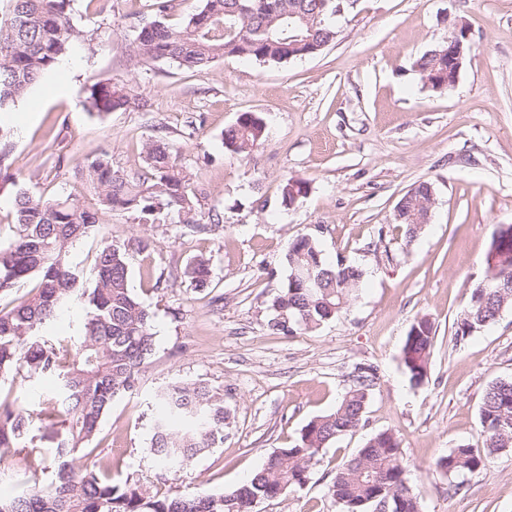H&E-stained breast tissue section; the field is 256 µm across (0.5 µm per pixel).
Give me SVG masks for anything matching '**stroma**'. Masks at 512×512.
<instances>
[{
	"label": "stroma",
	"mask_w": 512,
	"mask_h": 512,
	"mask_svg": "<svg viewBox=\"0 0 512 512\" xmlns=\"http://www.w3.org/2000/svg\"><path fill=\"white\" fill-rule=\"evenodd\" d=\"M71 17L79 39L13 115L17 188L96 206L74 166L105 152L134 172L146 144L162 139L191 173L202 211L222 217L203 233L110 212L99 234L72 249L87 275L103 241L126 246L130 286L156 334L154 356L103 418L90 460L106 463L117 485L170 496L231 490L333 412L357 368L370 366L377 379L363 424L321 450L305 485L253 512H341L327 484L385 431L401 443L423 512H512V450L468 474L455 494L435 466L452 448L479 445L485 392L512 377V305L463 343L453 328L486 275L495 233L512 224V0H355L316 55L282 63L226 56L202 70L135 63L136 31L156 19L151 0H72ZM458 22L469 29L471 56L453 86L423 85L415 60L445 44ZM104 79L124 85L126 109L88 106L84 87ZM243 112L266 125L248 156L222 144ZM291 177L308 183L293 203L282 195ZM422 180L432 182L435 205L409 239L394 207ZM305 234L326 257L361 266L364 282L339 318L269 334L288 244ZM200 256L211 265L202 290L184 275ZM423 316L436 340L427 378L414 386L401 350ZM173 381L207 383L229 414L223 445L177 471L148 452L154 397Z\"/></svg>",
	"instance_id": "stroma-1"
}]
</instances>
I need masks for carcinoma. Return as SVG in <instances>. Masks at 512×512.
<instances>
[{
	"label": "carcinoma",
	"mask_w": 512,
	"mask_h": 512,
	"mask_svg": "<svg viewBox=\"0 0 512 512\" xmlns=\"http://www.w3.org/2000/svg\"><path fill=\"white\" fill-rule=\"evenodd\" d=\"M71 0H0V117L16 110L19 101L68 54L77 32L70 17ZM333 0H204L184 26L161 21L137 31L135 58L148 66L171 62L201 70L226 55L262 63H281L313 55L336 37L330 21ZM414 66L432 88L443 86L448 57L432 49ZM86 101L99 112L128 106L124 86L110 80L85 87ZM11 130L0 124V189L16 185L8 173ZM265 138L263 119L241 113L224 132L228 150L248 153ZM74 173L96 195L98 207L89 209L66 198L44 201L18 190L14 198L17 232L0 243V296L33 281L31 294L7 312L0 311V381L57 378L59 392L42 413L45 431L31 434L32 419L8 397H0V458L26 453L30 467L41 465L39 448L51 442L55 478L47 485L9 501L0 512H252L261 500L281 497L308 480L322 448L354 431L375 369H360L357 384L342 395L336 410L311 420L300 440L272 452L263 466L233 491H201L188 496L151 493L136 485L112 483L98 463L77 464L78 455L93 441L103 417L120 396L135 389L140 369L155 351L152 316L129 286L126 248L105 242L93 267L94 288H83V276L69 259L70 249L100 228L101 215L122 211L140 224H193L200 231L220 223V216L203 214L196 188L177 151L162 140L151 142L145 167L127 173L112 166L107 153L75 167ZM434 186L414 185L394 209V220L413 238L420 231L422 201ZM307 193V183L289 178L283 198L293 202ZM286 288L273 303L267 321L270 334L312 330L339 317L364 278V271L342 259L329 261L316 239L301 236L289 243ZM496 263H491V260ZM485 279L472 289L467 308L454 322V338L461 342L496 320L512 304V245L489 250ZM184 275L198 289L208 286L209 260L193 259ZM317 280L308 287L307 279ZM87 299L84 331L76 348L40 334L73 297ZM435 343L432 322L421 317L410 327L402 362L411 383L427 377ZM160 416L154 421L149 451L158 462L188 463L199 453L224 443V398L202 382L178 381L157 395ZM482 447L461 445L440 457L437 467L448 474V488L459 491L455 478L484 466L491 455L512 448V379H499L485 392L480 409ZM341 512H421L418 495L402 465L397 438L382 432L357 455L336 469L326 486Z\"/></svg>",
	"instance_id": "1"
}]
</instances>
